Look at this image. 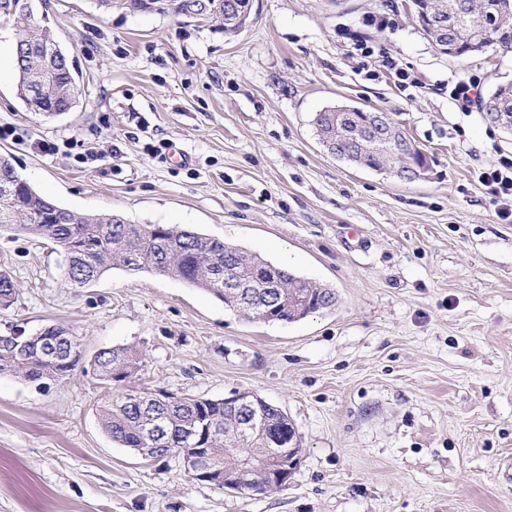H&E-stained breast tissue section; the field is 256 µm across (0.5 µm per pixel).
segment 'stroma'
<instances>
[{
    "label": "stroma",
    "mask_w": 512,
    "mask_h": 512,
    "mask_svg": "<svg viewBox=\"0 0 512 512\" xmlns=\"http://www.w3.org/2000/svg\"><path fill=\"white\" fill-rule=\"evenodd\" d=\"M46 13L80 92L69 112L28 111L16 24L0 21V155L23 179L80 214L189 226L288 264L337 302L282 325L148 271L76 288L49 238L1 227L19 292L0 335L63 326L84 359L60 381L0 374V512H512V220L479 180L512 156V131L448 96L458 80L482 99L512 80V51L440 54L411 0H253L234 34L94 0ZM346 102L398 123L427 177L328 154L311 119ZM110 347L139 356L135 388L281 409L302 439L288 484L219 489L179 456L113 441L89 363Z\"/></svg>",
    "instance_id": "obj_1"
}]
</instances>
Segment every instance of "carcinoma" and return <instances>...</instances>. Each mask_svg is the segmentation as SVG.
<instances>
[{
  "instance_id": "cac0c4a2",
  "label": "carcinoma",
  "mask_w": 512,
  "mask_h": 512,
  "mask_svg": "<svg viewBox=\"0 0 512 512\" xmlns=\"http://www.w3.org/2000/svg\"><path fill=\"white\" fill-rule=\"evenodd\" d=\"M104 13L114 9L130 14L143 12L142 0H95ZM232 0H154V12L173 13L207 21L218 18L224 31L235 33L244 21L232 22L226 16ZM490 10L501 23L493 44L512 49V0H487ZM19 22L16 35L32 32L29 21L14 15ZM34 33V32H32ZM34 47L14 54L19 75L17 94L26 100L37 92L29 82V73L48 71L50 86L45 96L37 97L46 111H67L74 105L79 88L69 66L66 53L48 58V45L55 42L50 28L34 33ZM334 107L315 113L312 124L319 140L336 130ZM388 150L377 146L371 137L353 140L341 136L336 157H353L361 168L380 172L386 164ZM50 201L35 191L17 193L12 203L0 196V224H17L24 232L49 237L66 254V276L69 282L83 288L110 269L130 273L152 271L200 288L251 320L271 300L279 307L270 310L267 323H291L336 306V292L295 272L258 256L248 257L238 247L218 239L205 237L190 227L162 225L153 231V224H132L112 214L82 216L76 224L48 222L52 211ZM246 286L244 294L226 287L229 281ZM17 295L11 276L0 271V308H9ZM61 332L57 354L39 349L40 341ZM82 359L80 340L73 333L57 326L51 331L24 332L14 339L0 336V373L18 374L30 382L51 378L55 381L70 375ZM96 376L113 387L100 405L99 417L105 431L126 448H160L158 457H166L199 442L210 449V461L221 468L238 467L251 461L249 486L241 491L263 494L274 490L263 469L256 467L258 458L276 452L280 460L294 470L300 463L301 440L296 431L282 432L287 416L278 407L264 400L254 402L257 416L267 425L265 436L243 437L239 434L241 410L222 399L179 397L167 392L132 390L126 382L140 367L134 352L124 347L98 351L91 359ZM156 415L161 428L151 431V415Z\"/></svg>"
}]
</instances>
